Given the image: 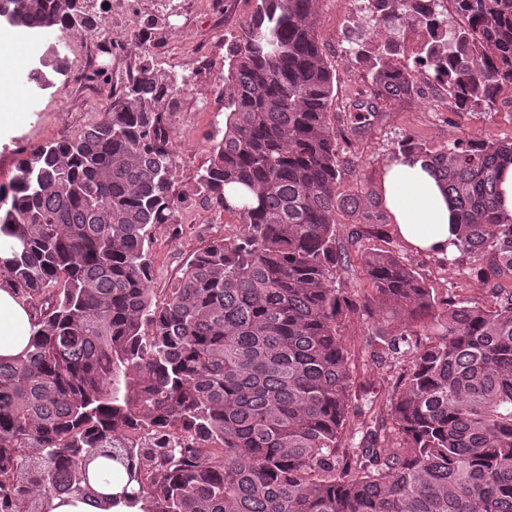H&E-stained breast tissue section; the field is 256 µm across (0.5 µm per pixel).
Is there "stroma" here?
Wrapping results in <instances>:
<instances>
[{
  "label": "stroma",
  "instance_id": "35a3bbf8",
  "mask_svg": "<svg viewBox=\"0 0 512 512\" xmlns=\"http://www.w3.org/2000/svg\"><path fill=\"white\" fill-rule=\"evenodd\" d=\"M177 16L168 25L157 26L148 44L133 36L147 20L160 17L163 0H106L96 12L106 44L94 36L73 34L64 73L53 75L48 89L34 91L20 85L30 107L26 119L8 140L0 142V187L13 183L18 161L31 147L63 136L79 134L99 113L108 109L112 91L134 69L143 54L155 65L184 74L188 86L172 108L166 109L170 131L169 148L174 160L173 180L182 197L172 209L170 223L156 225L150 245L154 302L160 303L177 282L186 262L211 241L234 237L239 232L235 217L224 214L206 200L198 176L207 167L211 146L224 126V102L218 92L224 84L227 46L252 14L255 0H174ZM317 38L333 69L336 98L331 119L343 132L338 140L346 168L341 182L345 194L367 197L381 192L385 169L392 160L397 141L439 148L469 139L497 142L512 139V94L503 93L489 111H464L442 99L438 87L426 85L412 102L384 105L361 133L351 130L348 105L364 86V72L347 52L356 8L353 0H320ZM336 242L357 254L361 250H392L411 264L437 298L455 296L484 303L488 294L482 284L463 275L472 258L448 265L441 258L411 250L396 234L392 224L378 233L355 239L362 227L357 216L337 218ZM380 321L359 314L349 319L343 336L355 351L356 370L371 383L377 397H384L398 374L395 366L377 363L369 345Z\"/></svg>",
  "mask_w": 512,
  "mask_h": 512
}]
</instances>
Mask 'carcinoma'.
<instances>
[{
    "mask_svg": "<svg viewBox=\"0 0 512 512\" xmlns=\"http://www.w3.org/2000/svg\"><path fill=\"white\" fill-rule=\"evenodd\" d=\"M15 2L27 34L100 32L72 0ZM318 2L255 0L228 44L224 134L198 182L240 231L195 253L164 303L149 247L179 193L162 109L186 76L142 58L107 111L31 148L0 188V284L35 316L25 353L0 358V512L90 493L94 462L122 468L144 512H512V288L494 283L512 272L497 216L512 140L392 151L426 162L455 205V246L478 257L467 275L489 303L437 301L392 251L359 255L364 294L336 287L351 256L336 245ZM357 13L356 133L422 83L466 111L512 90V0H357ZM408 29L411 68L395 63ZM359 313L384 323L373 358L405 363L385 414L352 404L340 328ZM358 414L370 421L346 434Z\"/></svg>",
    "mask_w": 512,
    "mask_h": 512,
    "instance_id": "1",
    "label": "carcinoma"
}]
</instances>
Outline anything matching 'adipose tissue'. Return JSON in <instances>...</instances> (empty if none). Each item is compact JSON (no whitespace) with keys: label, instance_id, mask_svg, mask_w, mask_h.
<instances>
[{"label":"adipose tissue","instance_id":"ef3b65f1","mask_svg":"<svg viewBox=\"0 0 512 512\" xmlns=\"http://www.w3.org/2000/svg\"><path fill=\"white\" fill-rule=\"evenodd\" d=\"M383 200L397 234L411 249L447 258L455 254L456 215L421 161L402 156L389 164ZM33 322L31 310L17 292L0 286V357L15 358L25 352ZM125 483L117 472L107 482L91 479L93 497H55L49 500L47 512H142L140 504L124 497Z\"/></svg>","mask_w":512,"mask_h":512}]
</instances>
